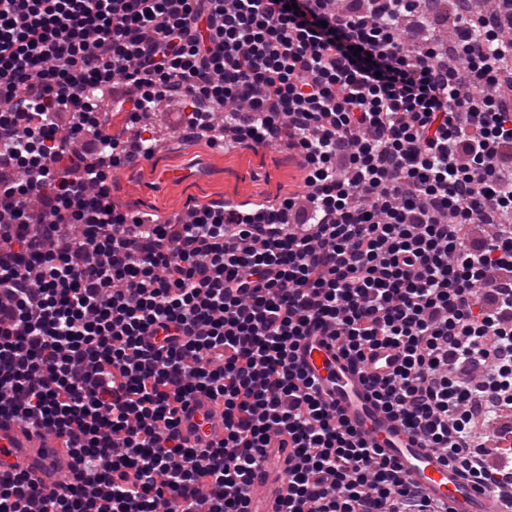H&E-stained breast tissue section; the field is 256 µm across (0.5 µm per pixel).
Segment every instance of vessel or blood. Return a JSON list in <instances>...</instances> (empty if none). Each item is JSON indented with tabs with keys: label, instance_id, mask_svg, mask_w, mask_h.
Returning a JSON list of instances; mask_svg holds the SVG:
<instances>
[{
	"label": "vessel or blood",
	"instance_id": "1",
	"mask_svg": "<svg viewBox=\"0 0 512 512\" xmlns=\"http://www.w3.org/2000/svg\"><path fill=\"white\" fill-rule=\"evenodd\" d=\"M299 358L307 371L322 381L345 419L367 434L384 452L398 461L404 477L430 500L444 504L447 512H499L495 496L465 480L441 455L425 448L421 439L398 419L383 413L371 395L365 373L384 374L386 353L368 363L366 370L352 366L329 337L303 340ZM180 430L189 442L222 436L224 422L219 405L205 397L191 402ZM289 449L272 437L266 461L252 493L250 512H272L288 487ZM65 444L44 431L25 428L15 419L0 417V469L21 473L40 488L53 490L69 474Z\"/></svg>",
	"mask_w": 512,
	"mask_h": 512
}]
</instances>
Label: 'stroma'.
I'll list each match as a JSON object with an SVG mask.
<instances>
[{
    "mask_svg": "<svg viewBox=\"0 0 512 512\" xmlns=\"http://www.w3.org/2000/svg\"><path fill=\"white\" fill-rule=\"evenodd\" d=\"M111 181L117 203L162 222L198 204L260 203L286 193L298 197L305 188L296 159L283 145L226 149L174 132L165 134L146 166L115 173Z\"/></svg>",
    "mask_w": 512,
    "mask_h": 512,
    "instance_id": "stroma-1",
    "label": "stroma"
}]
</instances>
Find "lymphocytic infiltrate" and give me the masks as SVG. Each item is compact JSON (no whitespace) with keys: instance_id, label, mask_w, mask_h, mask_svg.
Masks as SVG:
<instances>
[{"instance_id":"1","label":"lymphocytic infiltrate","mask_w":512,"mask_h":512,"mask_svg":"<svg viewBox=\"0 0 512 512\" xmlns=\"http://www.w3.org/2000/svg\"><path fill=\"white\" fill-rule=\"evenodd\" d=\"M471 2L0 0V415L66 439L72 473L0 477V512H249L275 435L274 512H443L301 368L308 336L394 350L381 409L512 512V0ZM117 78L129 122L174 95L198 136L220 109L237 143L283 141L306 207H117L140 144L92 98ZM201 396L224 434L197 448ZM180 430L190 444H195L198 437L222 436L224 422L219 405L205 397L190 403L189 412L182 417ZM266 461L259 471L252 493L250 512H272L276 501L288 487V456L292 448H280L281 437L273 436Z\"/></svg>"}]
</instances>
